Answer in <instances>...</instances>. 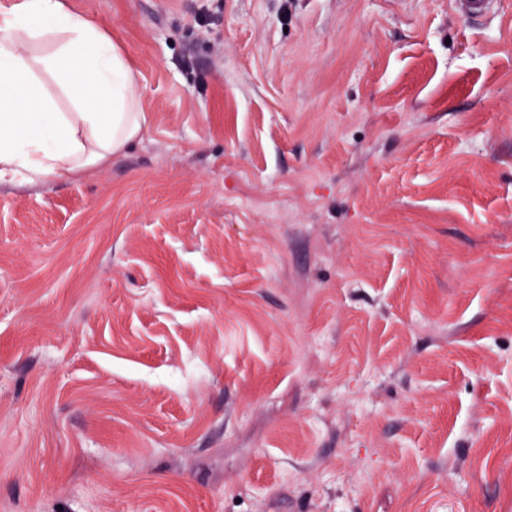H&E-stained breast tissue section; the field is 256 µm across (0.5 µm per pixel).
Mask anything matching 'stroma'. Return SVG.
<instances>
[{
    "mask_svg": "<svg viewBox=\"0 0 512 512\" xmlns=\"http://www.w3.org/2000/svg\"><path fill=\"white\" fill-rule=\"evenodd\" d=\"M146 126L0 184V512H512V0H67Z\"/></svg>",
    "mask_w": 512,
    "mask_h": 512,
    "instance_id": "1",
    "label": "stroma"
}]
</instances>
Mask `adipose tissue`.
I'll return each instance as SVG.
<instances>
[{
    "instance_id": "obj_1",
    "label": "adipose tissue",
    "mask_w": 512,
    "mask_h": 512,
    "mask_svg": "<svg viewBox=\"0 0 512 512\" xmlns=\"http://www.w3.org/2000/svg\"><path fill=\"white\" fill-rule=\"evenodd\" d=\"M70 100L57 111L38 74ZM137 72L94 17L65 0L0 2V183L77 179L124 154L146 123Z\"/></svg>"
}]
</instances>
